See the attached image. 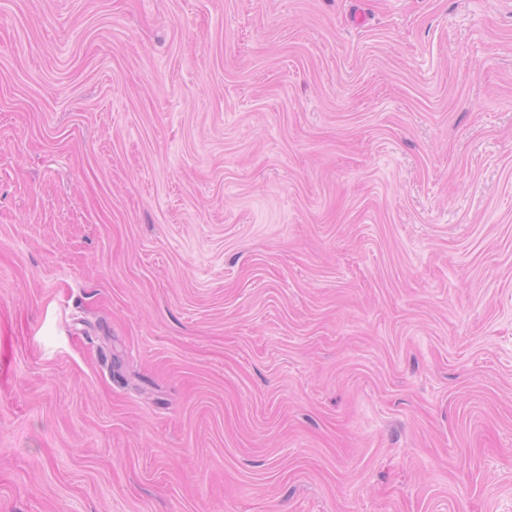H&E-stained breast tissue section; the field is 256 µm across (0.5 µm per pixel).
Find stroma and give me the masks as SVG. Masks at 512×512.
I'll list each match as a JSON object with an SVG mask.
<instances>
[{
	"label": "stroma",
	"instance_id": "obj_1",
	"mask_svg": "<svg viewBox=\"0 0 512 512\" xmlns=\"http://www.w3.org/2000/svg\"><path fill=\"white\" fill-rule=\"evenodd\" d=\"M0 512H512V0H0Z\"/></svg>",
	"mask_w": 512,
	"mask_h": 512
}]
</instances>
